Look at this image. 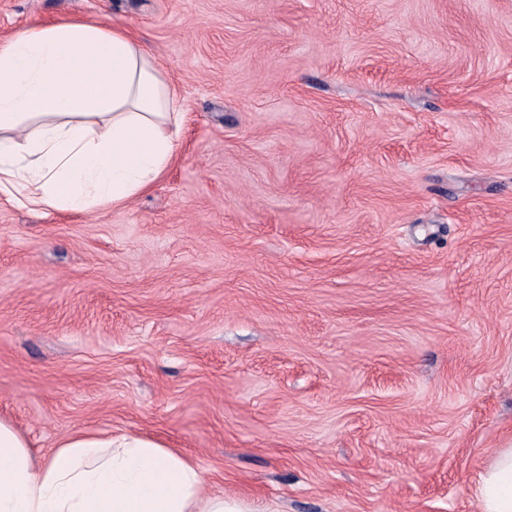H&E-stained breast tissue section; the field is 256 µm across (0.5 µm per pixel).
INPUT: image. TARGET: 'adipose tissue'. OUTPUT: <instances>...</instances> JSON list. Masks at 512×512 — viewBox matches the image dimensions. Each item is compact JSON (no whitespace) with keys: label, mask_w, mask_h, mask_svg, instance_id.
<instances>
[{"label":"adipose tissue","mask_w":512,"mask_h":512,"mask_svg":"<svg viewBox=\"0 0 512 512\" xmlns=\"http://www.w3.org/2000/svg\"><path fill=\"white\" fill-rule=\"evenodd\" d=\"M184 114L144 45L79 21L0 40V195L94 213L124 205L173 161ZM479 512H512V444L473 484ZM0 512H253L205 489L197 463L131 434L74 433L45 463L0 419Z\"/></svg>","instance_id":"adipose-tissue-1"}]
</instances>
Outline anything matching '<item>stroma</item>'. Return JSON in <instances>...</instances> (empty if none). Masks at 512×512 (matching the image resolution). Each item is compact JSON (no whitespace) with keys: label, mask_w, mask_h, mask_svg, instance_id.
Returning <instances> with one entry per match:
<instances>
[{"label":"stroma","mask_w":512,"mask_h":512,"mask_svg":"<svg viewBox=\"0 0 512 512\" xmlns=\"http://www.w3.org/2000/svg\"><path fill=\"white\" fill-rule=\"evenodd\" d=\"M128 30L186 120L94 215L0 198V419L255 512H477L512 442V0H0Z\"/></svg>","instance_id":"1"}]
</instances>
